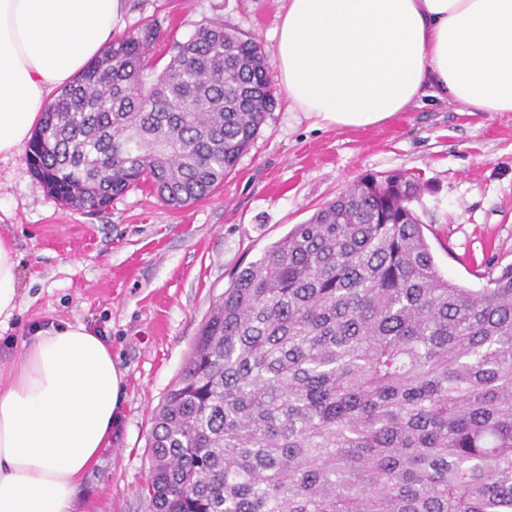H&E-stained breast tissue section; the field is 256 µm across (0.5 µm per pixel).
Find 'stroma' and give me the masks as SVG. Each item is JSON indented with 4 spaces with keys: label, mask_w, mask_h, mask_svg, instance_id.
<instances>
[{
    "label": "stroma",
    "mask_w": 512,
    "mask_h": 512,
    "mask_svg": "<svg viewBox=\"0 0 512 512\" xmlns=\"http://www.w3.org/2000/svg\"><path fill=\"white\" fill-rule=\"evenodd\" d=\"M287 0H127L120 36L157 24L186 40L210 21L253 35L276 72ZM235 171L181 208L146 186L100 212L51 197L25 153L0 160V236L19 255V305L0 331V365L32 325L81 321L107 339L125 374L112 444L79 483L80 512H145L154 411L178 380L199 330L238 270L367 174H415L419 216L441 272L472 289L512 264V112L424 99L386 123L318 129L283 89Z\"/></svg>",
    "instance_id": "1"
}]
</instances>
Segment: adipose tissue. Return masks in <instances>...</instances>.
Returning <instances> with one entry per match:
<instances>
[{
  "mask_svg": "<svg viewBox=\"0 0 512 512\" xmlns=\"http://www.w3.org/2000/svg\"><path fill=\"white\" fill-rule=\"evenodd\" d=\"M125 0H0V156L33 136L119 29ZM278 80L320 128L383 123L418 96L512 112V0H288ZM17 251L0 236V328L17 309ZM125 392L107 340L40 328L0 368V512H77Z\"/></svg>",
  "mask_w": 512,
  "mask_h": 512,
  "instance_id": "adipose-tissue-1",
  "label": "adipose tissue"
}]
</instances>
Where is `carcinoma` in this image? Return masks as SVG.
Masks as SVG:
<instances>
[{
    "instance_id": "1",
    "label": "carcinoma",
    "mask_w": 512,
    "mask_h": 512,
    "mask_svg": "<svg viewBox=\"0 0 512 512\" xmlns=\"http://www.w3.org/2000/svg\"><path fill=\"white\" fill-rule=\"evenodd\" d=\"M147 24L48 106L26 154L99 212L224 184L275 99L260 45L212 22L162 70ZM366 175L243 268L153 417L148 512H512V264L445 277L410 203Z\"/></svg>"
}]
</instances>
